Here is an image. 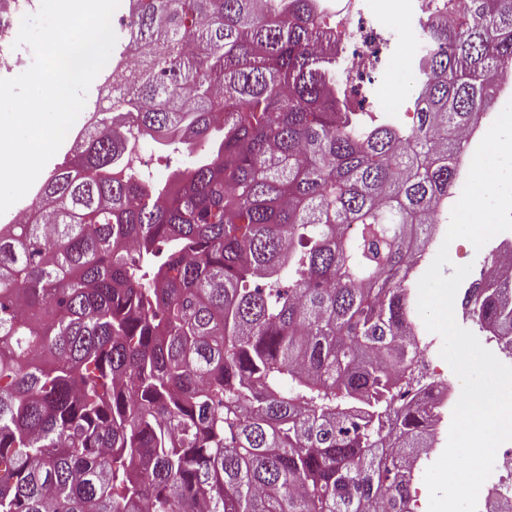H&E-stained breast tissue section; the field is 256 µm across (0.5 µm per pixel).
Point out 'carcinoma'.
I'll return each instance as SVG.
<instances>
[{
	"instance_id": "carcinoma-1",
	"label": "carcinoma",
	"mask_w": 512,
	"mask_h": 512,
	"mask_svg": "<svg viewBox=\"0 0 512 512\" xmlns=\"http://www.w3.org/2000/svg\"><path fill=\"white\" fill-rule=\"evenodd\" d=\"M461 2L408 126L350 109L324 0H132L149 56L0 225V512H410L412 266L512 73V0ZM510 288L463 311L512 333ZM71 146L72 141L69 139L67 140V142L62 143L57 153L45 165L44 169L42 170L36 181L33 183L32 187L27 192V194L21 200L16 202L6 213L0 215V224H8L15 210L31 203L35 193L43 184V182L50 174V172L57 167L65 165L69 161ZM142 147L147 151V154L153 156V164L150 169L160 180H165L172 169L182 165L184 157L182 156L181 148L174 149L177 146L161 148L153 141L147 140L142 144ZM166 165H169V167L166 168Z\"/></svg>"
}]
</instances>
